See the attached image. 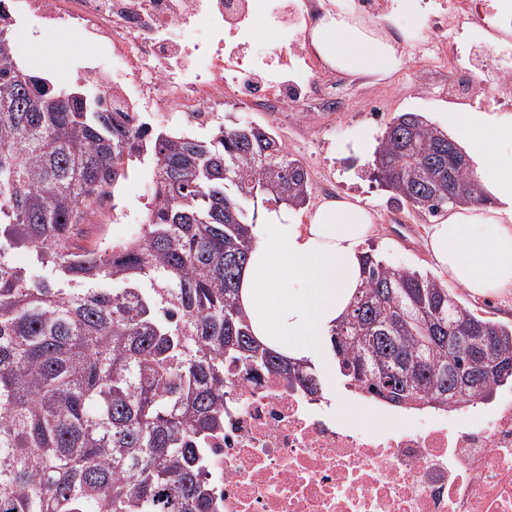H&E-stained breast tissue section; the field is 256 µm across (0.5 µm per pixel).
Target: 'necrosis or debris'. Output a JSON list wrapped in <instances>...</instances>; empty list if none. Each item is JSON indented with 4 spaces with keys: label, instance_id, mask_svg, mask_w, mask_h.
I'll list each match as a JSON object with an SVG mask.
<instances>
[{
    "label": "necrosis or debris",
    "instance_id": "necrosis-or-debris-1",
    "mask_svg": "<svg viewBox=\"0 0 512 512\" xmlns=\"http://www.w3.org/2000/svg\"><path fill=\"white\" fill-rule=\"evenodd\" d=\"M319 0H0V28L40 41L55 30L92 46L80 80L131 125L147 119L203 129L225 98L302 111L336 83L310 49ZM491 5L449 0L425 27L422 58L452 64L449 34L485 27ZM280 30L304 68L285 80L250 52L256 18ZM232 36L241 51L225 54ZM224 436L208 469L224 512H512V393L455 423L434 417L372 428L287 378L225 364Z\"/></svg>",
    "mask_w": 512,
    "mask_h": 512
}]
</instances>
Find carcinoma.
I'll list each match as a JSON object with an SVG mask.
<instances>
[{"label": "carcinoma", "mask_w": 512, "mask_h": 512, "mask_svg": "<svg viewBox=\"0 0 512 512\" xmlns=\"http://www.w3.org/2000/svg\"><path fill=\"white\" fill-rule=\"evenodd\" d=\"M17 56L0 32V512H223L207 461L224 435V363L321 390L313 362L258 342L238 298L249 205H306L307 171L260 125L202 137L127 128ZM145 155L158 196L142 240L74 251L103 189ZM372 167L395 200L431 216L484 201L456 143L415 112L387 126ZM18 248L42 273L16 266ZM362 276L331 334L350 387L453 412L504 385L512 324L370 252Z\"/></svg>", "instance_id": "cac0c4a2"}]
</instances>
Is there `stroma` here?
Masks as SVG:
<instances>
[{
    "label": "stroma",
    "instance_id": "35a3bbf8",
    "mask_svg": "<svg viewBox=\"0 0 512 512\" xmlns=\"http://www.w3.org/2000/svg\"><path fill=\"white\" fill-rule=\"evenodd\" d=\"M78 44L75 34L47 33L41 48L31 53L35 69L57 81L74 83L76 74L69 60ZM450 79L449 68L419 61L415 48L408 47L403 66L393 76L383 80L370 76L348 78L345 111L331 112L313 102L301 119L291 112H259L230 100L224 105V120L269 127L288 154L304 164L312 185L310 206L341 197L360 199L375 216L376 234L368 242V249L392 265L432 273L436 267L425 240L433 217L393 202L390 192L373 180V154L361 151L360 144L367 137L380 138L401 113L418 112L432 121L437 113L451 110L446 90ZM150 167L147 161L129 166L121 180L116 210L123 215L122 223L110 224L107 210L95 207L72 240L75 250L101 248L109 238H120L125 226L136 223Z\"/></svg>",
    "mask_w": 512,
    "mask_h": 512
}]
</instances>
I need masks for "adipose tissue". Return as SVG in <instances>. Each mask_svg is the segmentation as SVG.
Segmentation results:
<instances>
[{"label":"adipose tissue","instance_id":"obj_1","mask_svg":"<svg viewBox=\"0 0 512 512\" xmlns=\"http://www.w3.org/2000/svg\"><path fill=\"white\" fill-rule=\"evenodd\" d=\"M398 40L362 17L326 12L312 29L317 55L348 76L388 77L402 65ZM438 120L474 165L488 204L449 210L427 230L436 267L475 296L512 288V114L443 112ZM256 244L239 284L240 305L266 347L302 360L324 354L332 329L362 285L373 217L359 201L336 198L308 218L262 207Z\"/></svg>","mask_w":512,"mask_h":512}]
</instances>
